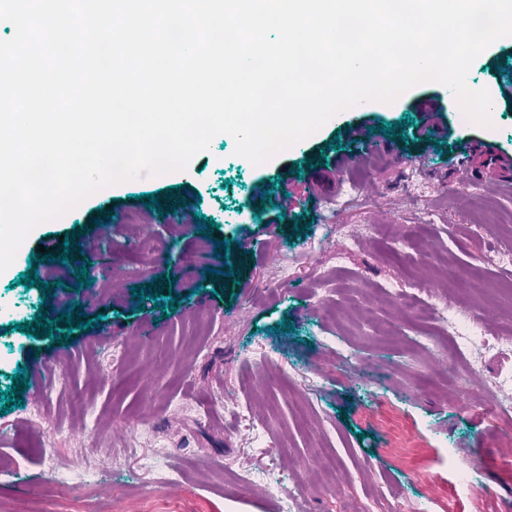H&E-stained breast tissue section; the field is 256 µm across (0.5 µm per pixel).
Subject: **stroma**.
Returning a JSON list of instances; mask_svg holds the SVG:
<instances>
[{
  "label": "stroma",
  "instance_id": "stroma-1",
  "mask_svg": "<svg viewBox=\"0 0 512 512\" xmlns=\"http://www.w3.org/2000/svg\"><path fill=\"white\" fill-rule=\"evenodd\" d=\"M507 57L512 36L487 47L468 74L469 86L491 95L490 124L459 122L453 92L423 82L393 103L335 115L258 166L218 135L186 170L105 188L38 225L0 274V388L18 366L38 373L23 405L0 414V458L9 462L0 468V512H117L121 496L142 512H348L345 491L363 500L379 487L401 512H420L430 485L439 500L432 512H470L454 453L475 456L472 478L489 507L512 512L491 427L473 405L443 395L459 387L461 361L441 347L407 351L408 337L439 336L442 327L412 322L395 304L421 272L512 328V300L498 291L512 270V193L454 176L471 145L512 155V101L499 80ZM425 100L444 107L431 138L420 133ZM388 123L375 154L352 138ZM258 184L269 187L268 201L254 200ZM146 193L174 194L212 218V238L230 244L227 259L198 253L197 224L153 210ZM283 196L288 220L271 223ZM104 207L106 233L92 228ZM77 224L81 256L38 264V277L57 281L55 309L81 304L101 326L69 344L16 331L45 301L18 282L30 256L62 253L61 235ZM134 224L154 227L149 249L134 250ZM226 263L234 276H209ZM82 265L99 295L76 288ZM165 276L181 296L166 316L131 293ZM333 336L355 344L351 362L326 351ZM115 444L126 447L121 465L103 466L95 496L83 498L77 458ZM244 471L254 474L245 496ZM28 472L40 481L22 483ZM167 475L178 488L170 497L154 491Z\"/></svg>",
  "mask_w": 512,
  "mask_h": 512
}]
</instances>
